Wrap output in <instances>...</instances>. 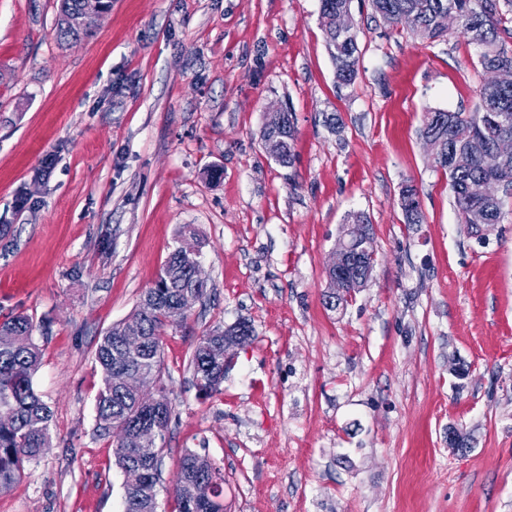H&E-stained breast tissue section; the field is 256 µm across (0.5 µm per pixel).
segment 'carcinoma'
Returning <instances> with one entry per match:
<instances>
[{
	"label": "carcinoma",
	"mask_w": 512,
	"mask_h": 512,
	"mask_svg": "<svg viewBox=\"0 0 512 512\" xmlns=\"http://www.w3.org/2000/svg\"><path fill=\"white\" fill-rule=\"evenodd\" d=\"M351 0H320V14L325 43L334 64L336 81L351 85L358 74L360 50L356 34L342 37L333 28L332 17L351 15ZM82 0H59L56 37L60 40L89 36L93 28L74 30L68 15L79 9ZM372 11L392 27L399 25L431 43L447 35L437 22L448 9L460 20L458 31L479 49L482 70L509 67L512 53L499 45L505 16L512 14V0H370ZM423 133H432L439 142L435 166L448 176L454 204L462 224H499L503 218L501 198L483 196L481 186L487 181H501L512 186V159L497 170L481 166V155L503 135L512 136V88L505 91L479 88V104L474 112L430 109L426 112ZM295 135L293 113L285 111L279 122L263 130V140L279 145L274 158L283 165L293 160ZM401 206L406 223L423 221L418 191L407 184L401 191ZM180 240L190 246L175 248L168 257L154 286L143 295L150 301L146 316H136L113 325L100 336L95 348V362L103 375V386L96 397V421L100 432L123 435L145 424L155 430L151 448H135L118 440L116 464L123 473V512H159L157 481L162 445L173 409L162 384L161 346L165 329L171 323V309L195 304L207 288L193 287L192 270L202 257L198 231L190 224L179 230ZM32 318L18 313L0 322V332L14 337L8 346L0 345V409L12 418L0 424V491L10 489L20 478L25 465L37 461L50 447L52 412L34 389L33 379L40 366L41 352L33 340ZM253 333L248 322L240 321L225 329L206 333L190 354L193 384L198 396L209 398L224 381V355L221 336ZM139 336L142 345L135 351L126 348L125 337ZM141 371L157 388L159 402L154 409L142 406L134 394L112 385L117 372ZM175 512H224V473L205 455L187 451L181 458L173 486Z\"/></svg>",
	"instance_id": "cac0c4a2"
}]
</instances>
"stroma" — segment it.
Listing matches in <instances>:
<instances>
[{
  "label": "stroma",
  "mask_w": 512,
  "mask_h": 512,
  "mask_svg": "<svg viewBox=\"0 0 512 512\" xmlns=\"http://www.w3.org/2000/svg\"><path fill=\"white\" fill-rule=\"evenodd\" d=\"M57 6L0 0V321L32 317L52 411L50 448L0 512H121L94 349L185 224L210 291L162 338V512L188 450L223 469L227 512H512V195L471 237L422 138L427 110L475 111L476 49L352 0L360 62L344 87L320 0H112L79 41L57 39ZM274 107L295 119L287 167L261 138ZM357 212L374 267L331 310L328 266ZM243 320L253 336L199 398L193 346ZM401 206L406 223H422L423 217L420 208L418 191L414 185L407 184L401 191Z\"/></svg>",
  "instance_id": "obj_1"
}]
</instances>
